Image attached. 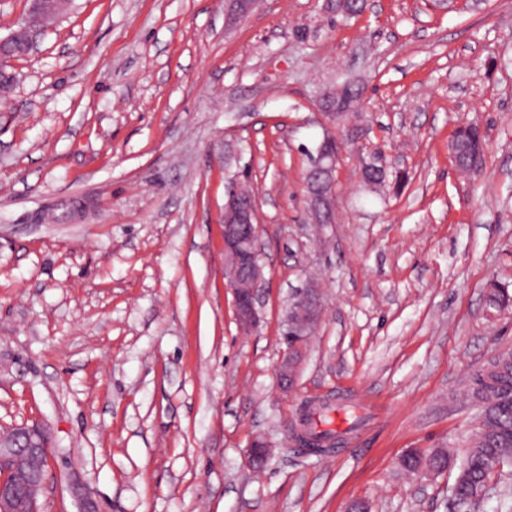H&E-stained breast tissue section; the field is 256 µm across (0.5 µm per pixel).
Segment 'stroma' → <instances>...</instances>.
I'll use <instances>...</instances> for the list:
<instances>
[{
    "label": "stroma",
    "mask_w": 512,
    "mask_h": 512,
    "mask_svg": "<svg viewBox=\"0 0 512 512\" xmlns=\"http://www.w3.org/2000/svg\"><path fill=\"white\" fill-rule=\"evenodd\" d=\"M72 0L0 94V432L45 428L41 512H512V468L460 505L456 471L414 480L407 450L463 457L465 378L512 351V0ZM365 78L342 143L336 221H307L318 100ZM478 124L482 168L449 145ZM401 189L370 191L361 157ZM247 183L263 321L224 286L225 190ZM323 316L297 389L275 368L288 295ZM330 403L343 448L292 436ZM275 445L262 470L253 436Z\"/></svg>",
    "instance_id": "1"
}]
</instances>
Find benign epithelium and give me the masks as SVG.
Segmentation results:
<instances>
[{"label": "benign epithelium", "instance_id": "benign-epithelium-1", "mask_svg": "<svg viewBox=\"0 0 512 512\" xmlns=\"http://www.w3.org/2000/svg\"><path fill=\"white\" fill-rule=\"evenodd\" d=\"M66 0H30L27 12L17 26L0 38V83L14 81L7 63L25 57L37 48L41 24L47 17H58ZM324 136L318 159L305 173L310 202L309 213L316 224L336 222V141L340 127L338 113L320 109ZM256 204L243 198L237 190L227 193L224 202V278L234 299L236 321L243 331L257 328L262 320L260 288L264 266L256 260L259 234ZM285 316L290 336L310 337L321 315L317 288L309 284L297 289L290 298ZM303 361L301 343L285 350L278 366V385L283 391L294 387ZM53 455L47 436L38 426H20L0 437V512H40L38 491L43 487Z\"/></svg>", "mask_w": 512, "mask_h": 512}]
</instances>
